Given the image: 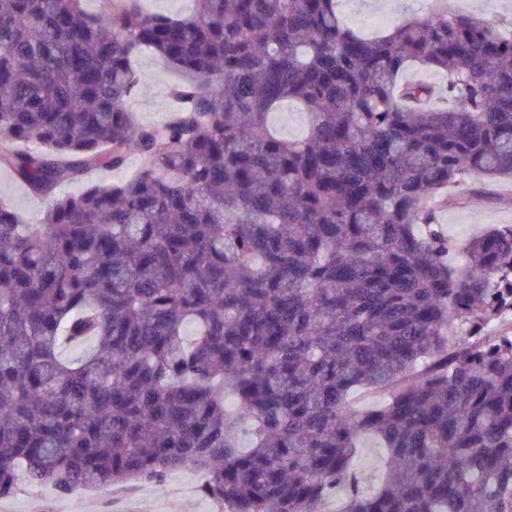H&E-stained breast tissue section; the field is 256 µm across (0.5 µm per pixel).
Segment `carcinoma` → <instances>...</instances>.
Returning a JSON list of instances; mask_svg holds the SVG:
<instances>
[{
    "label": "carcinoma",
    "instance_id": "obj_1",
    "mask_svg": "<svg viewBox=\"0 0 512 512\" xmlns=\"http://www.w3.org/2000/svg\"><path fill=\"white\" fill-rule=\"evenodd\" d=\"M83 2L0 0V169L46 199H0V497L193 470L219 512H512V224L459 245L436 216L512 207V20ZM143 48L181 77L159 125L128 107ZM290 102L301 138L269 123ZM194 0H147L144 6L150 12L163 14H183L192 10ZM139 165L136 157H130L121 170L97 169L91 171L85 178V182H93L100 185H109L133 173ZM0 197L12 203L17 212L32 223L37 222L45 208L44 201L35 197L6 169L0 170ZM360 446L359 454L355 460V468L366 481V487L370 488L380 473L384 450L378 448L377 441L372 437H362Z\"/></svg>",
    "mask_w": 512,
    "mask_h": 512
}]
</instances>
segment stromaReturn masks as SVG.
Returning a JSON list of instances; mask_svg holds the SVG:
<instances>
[{
	"label": "stroma",
	"instance_id": "35a3bbf8",
	"mask_svg": "<svg viewBox=\"0 0 512 512\" xmlns=\"http://www.w3.org/2000/svg\"><path fill=\"white\" fill-rule=\"evenodd\" d=\"M427 0H338L337 11L349 25L363 33L396 24L402 17L423 14ZM140 82L128 101L136 119L144 125L164 122L173 103L170 68L150 51L135 62ZM0 198L12 203L30 222L41 217L45 203L35 197L8 170H0ZM438 219L450 238L464 240L490 224H512V208L469 197L457 207L443 209ZM201 473L186 470L162 483L131 482L122 487L83 489L71 496L58 495L51 487L23 488L0 499V512H216V505L199 492Z\"/></svg>",
	"mask_w": 512,
	"mask_h": 512
}]
</instances>
